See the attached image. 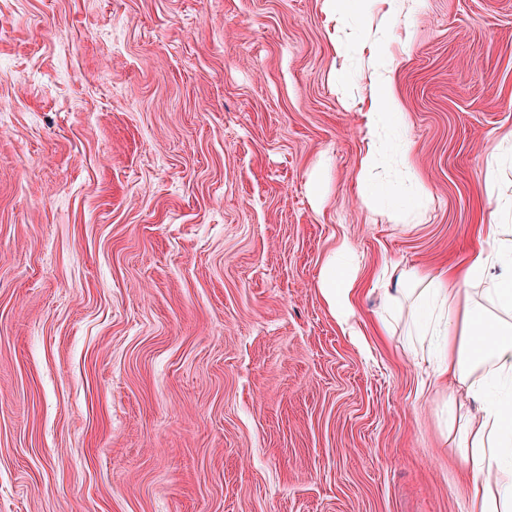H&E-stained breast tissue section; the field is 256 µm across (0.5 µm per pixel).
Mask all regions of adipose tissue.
<instances>
[{
	"label": "adipose tissue",
	"mask_w": 512,
	"mask_h": 512,
	"mask_svg": "<svg viewBox=\"0 0 512 512\" xmlns=\"http://www.w3.org/2000/svg\"><path fill=\"white\" fill-rule=\"evenodd\" d=\"M505 210L512 211V199L496 204L481 243L462 267L431 278L403 272L385 291L392 310L405 285L417 286L431 310L418 334L442 339L434 380H457L478 406L479 425L465 429L458 441L471 476L469 512H512V230L498 220ZM352 252L342 243L321 270L320 288L339 316L351 307L355 274L344 259ZM472 285L483 286L488 307L472 303Z\"/></svg>",
	"instance_id": "adipose-tissue-1"
}]
</instances>
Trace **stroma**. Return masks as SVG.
Wrapping results in <instances>:
<instances>
[{"mask_svg":"<svg viewBox=\"0 0 512 512\" xmlns=\"http://www.w3.org/2000/svg\"><path fill=\"white\" fill-rule=\"evenodd\" d=\"M510 131L512 0H0V512H468L465 391L383 286L466 259ZM373 96L376 102L375 112H368V129L371 136L383 127L386 121L400 114V104L393 93L392 80L389 75L382 74L372 83ZM353 253L352 246L343 242L326 260L321 270L320 288L338 316L345 315L351 308V294L356 276L341 259Z\"/></svg>","mask_w":512,"mask_h":512,"instance_id":"35a3bbf8","label":"stroma"}]
</instances>
